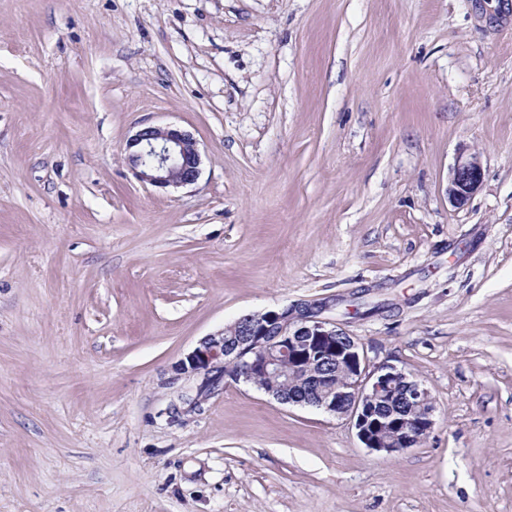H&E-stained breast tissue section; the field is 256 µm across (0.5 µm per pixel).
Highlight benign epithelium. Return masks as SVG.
I'll use <instances>...</instances> for the list:
<instances>
[{
    "mask_svg": "<svg viewBox=\"0 0 512 512\" xmlns=\"http://www.w3.org/2000/svg\"><path fill=\"white\" fill-rule=\"evenodd\" d=\"M127 150L143 183L179 188L198 179L200 151L186 131L147 126L128 140ZM483 177L478 153L459 148L448 175V203L465 206ZM335 310L334 303L305 300L242 316L203 338L177 369L201 379V390L227 376L282 403L344 418L372 452L418 447L434 426L430 392L392 364H372L364 345L340 327Z\"/></svg>",
    "mask_w": 512,
    "mask_h": 512,
    "instance_id": "7a95c632",
    "label": "benign epithelium"
}]
</instances>
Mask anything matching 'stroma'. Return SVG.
<instances>
[{
	"label": "stroma",
	"mask_w": 512,
	"mask_h": 512,
	"mask_svg": "<svg viewBox=\"0 0 512 512\" xmlns=\"http://www.w3.org/2000/svg\"><path fill=\"white\" fill-rule=\"evenodd\" d=\"M169 124L164 190L126 145ZM324 298L431 392L423 445L190 405L204 336ZM0 512H512V0H0ZM129 163L143 183L179 188L198 179L200 151L194 137L178 128L147 126L127 142ZM484 172L478 153L461 147L448 175V203L455 209L466 205L483 182Z\"/></svg>",
	"instance_id": "obj_1"
}]
</instances>
